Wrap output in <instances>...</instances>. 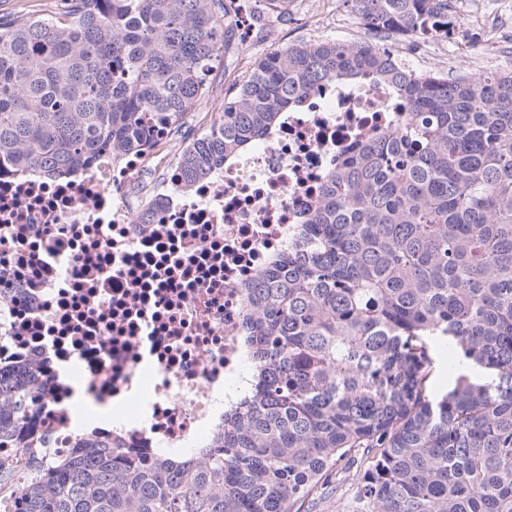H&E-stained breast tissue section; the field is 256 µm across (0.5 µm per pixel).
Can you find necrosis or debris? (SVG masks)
<instances>
[{
  "mask_svg": "<svg viewBox=\"0 0 512 512\" xmlns=\"http://www.w3.org/2000/svg\"><path fill=\"white\" fill-rule=\"evenodd\" d=\"M399 117L387 86L327 85L248 152L194 184L161 141L51 181L0 169V366L39 375L38 447L0 449V512L86 437L123 454H199L254 386L243 291L294 245L327 171ZM112 408L75 429V385Z\"/></svg>",
  "mask_w": 512,
  "mask_h": 512,
  "instance_id": "necrosis-or-debris-1",
  "label": "necrosis or debris"
}]
</instances>
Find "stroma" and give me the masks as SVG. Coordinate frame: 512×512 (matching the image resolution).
Instances as JSON below:
<instances>
[{
    "label": "stroma",
    "mask_w": 512,
    "mask_h": 512,
    "mask_svg": "<svg viewBox=\"0 0 512 512\" xmlns=\"http://www.w3.org/2000/svg\"><path fill=\"white\" fill-rule=\"evenodd\" d=\"M512 0H448L460 26L451 42H428L410 36L396 38L395 47L407 48L429 69L457 76L479 69L512 66ZM343 0H291L284 14L254 18L244 14L237 30L238 45L228 56L217 57L207 73V92L196 109L220 112L224 98L251 72L256 60L289 44L304 40H357L363 27Z\"/></svg>",
    "instance_id": "obj_1"
}]
</instances>
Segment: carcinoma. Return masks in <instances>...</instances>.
Listing matches in <instances>:
<instances>
[{
    "instance_id": "cac0c4a2",
    "label": "carcinoma",
    "mask_w": 512,
    "mask_h": 512,
    "mask_svg": "<svg viewBox=\"0 0 512 512\" xmlns=\"http://www.w3.org/2000/svg\"><path fill=\"white\" fill-rule=\"evenodd\" d=\"M59 2L0 16V167L48 178L178 134L245 9ZM345 2L378 42L260 58L177 157L185 183L203 180L327 82L377 80L406 106L327 172L301 243L244 290L253 395L184 460L83 441L21 483L17 512H312L357 457L359 512H512V69L399 61L390 36L455 33L448 0ZM438 341L455 380L431 399ZM27 375H0V448L19 441Z\"/></svg>"
}]
</instances>
